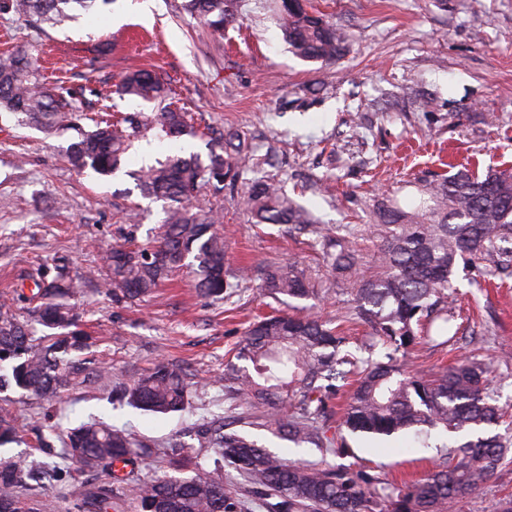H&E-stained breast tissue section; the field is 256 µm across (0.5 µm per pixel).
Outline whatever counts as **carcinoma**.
Listing matches in <instances>:
<instances>
[{
    "mask_svg": "<svg viewBox=\"0 0 512 512\" xmlns=\"http://www.w3.org/2000/svg\"><path fill=\"white\" fill-rule=\"evenodd\" d=\"M276 19L289 50L307 62H329L344 49L346 36L336 26L306 8L282 6ZM112 0H0V12L12 13L35 26L62 25ZM239 0H185L184 10L215 32L236 23ZM122 96L153 104L149 112L129 113L123 125L93 120L86 130L78 121L74 92L50 87L38 72L25 46L0 59V111L25 116L44 131L73 129L77 140L66 150L67 160L81 173L89 168L108 176L121 169L136 146L177 143L194 134L186 114L170 101L163 78L136 71L118 87ZM260 162L239 134L213 138L207 160L197 154L169 150L133 173L141 194L166 202L159 239L137 249L115 245L104 254L109 285L128 300L153 292L183 267L194 269L196 288L204 297L229 296L245 284L260 280V289L277 299L305 300L316 295L305 271L296 265L231 270L225 265L224 237L216 230L221 215L186 202L204 186L222 190L235 186L243 168ZM241 197L257 224L298 228L313 226L309 211L289 199L273 179L261 176L245 183ZM379 243L372 270L362 271L363 255L343 237L325 238L324 259L336 282L348 285L354 318L367 324L384 352V360L362 358L345 348L342 324L315 316L274 313L251 323L237 359L224 370V390L241 401L237 415H215L186 427L183 435L210 448L213 465L184 453L185 443L171 444L177 471L186 476L136 482L139 460L150 444L126 430L104 422L82 423L69 430L63 448L47 444L41 451L55 459L42 462L24 455L0 458V486L19 488L36 473L57 477L60 463L76 462L88 469L112 473V482L83 489L74 503L77 512H108L132 486L135 512H234L236 501L224 485V465L235 469L265 501L268 512H451L475 494L496 473L512 449V440L489 429L502 413L493 397L491 363L465 358L434 376L404 368L397 354L407 356L423 341H431L429 326L441 321L448 330V290L459 261L492 262L495 270H512V170L491 168L484 174L459 170L418 180V195L407 207L387 200L377 208ZM78 286L62 271L43 281V303L34 317L52 330L44 344L29 343L26 326L0 305V361L11 360L0 372V391L19 389L39 400H56L74 381L87 377L90 367L79 358L87 349L80 316L60 301ZM355 378L351 401L339 424L332 425L329 401ZM186 369L167 360L145 373L119 378L112 398L154 415L182 412L189 405L193 384ZM262 421L272 434L297 448H317L336 454L346 447L342 429L370 438L411 431L429 447V430L442 428L450 436L466 432L473 438L450 452L448 465L401 488L377 487L361 471L320 468L289 460L266 449L256 438L234 429L249 419ZM121 463L130 470L114 472Z\"/></svg>",
    "mask_w": 512,
    "mask_h": 512,
    "instance_id": "carcinoma-1",
    "label": "carcinoma"
}]
</instances>
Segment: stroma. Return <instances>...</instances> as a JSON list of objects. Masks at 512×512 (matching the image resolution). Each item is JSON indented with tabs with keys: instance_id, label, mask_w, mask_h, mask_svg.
I'll return each mask as SVG.
<instances>
[{
	"instance_id": "stroma-1",
	"label": "stroma",
	"mask_w": 512,
	"mask_h": 512,
	"mask_svg": "<svg viewBox=\"0 0 512 512\" xmlns=\"http://www.w3.org/2000/svg\"><path fill=\"white\" fill-rule=\"evenodd\" d=\"M182 2L153 0L149 15L139 17L127 0H112L62 27L31 28L0 13V57L28 46L46 83L78 92V110L90 117L139 111L140 103L120 97L115 86L126 72L151 69L170 80L177 106L197 128L241 132L257 156H269L266 174L311 212L319 233L253 226L236 188H204L198 203L224 213L218 231L229 268L278 262L305 269L317 289L304 302L308 312L345 317L351 306L325 266L318 235L349 236L372 257L375 210L384 198L407 200L419 178L453 164L478 174L512 169V0H311L347 35L342 55L328 63L289 52L271 0H243L239 22L221 33L191 17ZM75 136L48 134L0 112V296L40 338L33 282L44 266L65 267L83 283L70 303L90 337L85 356L98 369L94 383H76L53 402L0 392V418L16 426L0 455L34 451L51 426L102 421L155 444L156 455L135 472L151 481L172 474L169 445L187 425L231 409L222 383L226 362L249 322L284 305L252 286L223 300L201 298L185 270L141 301L105 291L102 254L154 239L163 204L136 187L131 173L140 154L110 176L73 170L65 153ZM452 282L453 338L418 344L407 363L430 373L467 356L491 360L499 404L512 416V274L479 279L461 265ZM160 359L183 364L202 381L187 411L156 416L113 400V375L131 377ZM243 430L283 457L345 465L381 487L419 480L448 461V439L440 434L425 448L408 432L378 445L350 433L345 452L326 456L255 425ZM107 478L100 470L78 482L66 474L43 477L12 495L27 512H42L60 488L76 494L81 482ZM511 499L512 454L455 512H498Z\"/></svg>"
}]
</instances>
